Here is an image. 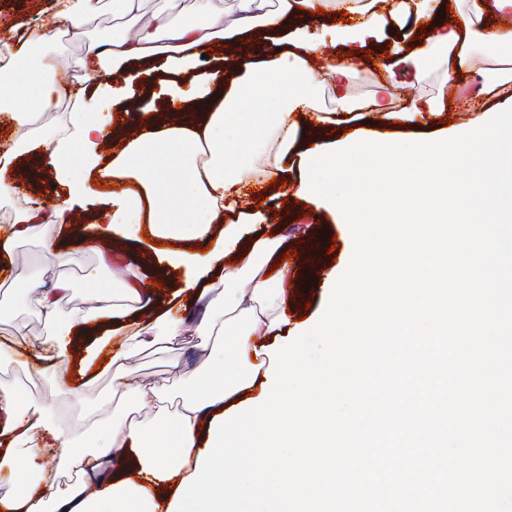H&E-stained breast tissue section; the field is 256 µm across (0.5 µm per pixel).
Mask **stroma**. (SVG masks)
Instances as JSON below:
<instances>
[{"instance_id":"1","label":"stroma","mask_w":512,"mask_h":512,"mask_svg":"<svg viewBox=\"0 0 512 512\" xmlns=\"http://www.w3.org/2000/svg\"><path fill=\"white\" fill-rule=\"evenodd\" d=\"M50 0H0V39H6L7 25H36L47 22L46 8ZM112 17L103 14L91 19L85 27L84 38H96L112 27ZM84 38L69 35L55 41L53 54L58 59V80H78L80 72L76 65L83 52ZM261 210L268 217L267 229L283 237L288 249L316 250L317 263L297 262L289 268L288 275L294 289L288 292L289 317L292 322L312 319L324 307L326 276L330 271H343L353 253V238L342 215L326 210L318 219H310L299 211L294 200H283L278 188H270L264 194ZM98 209L93 205L81 208V223L67 225L61 233L60 247L72 250L75 261L65 268L48 269L43 264L42 246L38 241L19 243L14 250V263L8 278L7 288L0 290V343L22 336L35 342L44 337L49 325L35 316L24 284L31 276L42 275L46 282L63 278L70 282L71 290L60 305V316H68L74 309L90 306L91 299L84 286L88 274L99 272L101 277L116 282L122 281L123 271L117 268L100 269L92 219ZM132 377L138 381H163L173 368L188 372L206 373L193 335H186L173 343L158 345L136 352L131 362ZM7 380L17 388L24 402H47L65 433L75 445H91L103 422L114 416L130 413L146 424L157 419L155 412L135 409L131 399L122 391L113 390L111 376L97 378L86 390L84 400L75 399L68 391L66 378L60 374L32 375L19 359L0 360V380Z\"/></svg>"}]
</instances>
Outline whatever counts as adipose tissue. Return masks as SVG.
Segmentation results:
<instances>
[{"instance_id": "1", "label": "adipose tissue", "mask_w": 512, "mask_h": 512, "mask_svg": "<svg viewBox=\"0 0 512 512\" xmlns=\"http://www.w3.org/2000/svg\"><path fill=\"white\" fill-rule=\"evenodd\" d=\"M217 2L191 0L186 16L159 11L146 18L141 0H55V19L77 36L91 17L124 19L86 41L78 61L81 79L67 91L55 79V59L42 52L53 41L45 27L0 41V112L11 120V145L0 152V203L13 205L0 221V267L10 264L14 245L23 240L39 241L52 265H68L73 254L56 244L55 233L70 223L77 198L97 174L113 184L106 194L111 209L98 213L94 225L105 243L100 267L115 261L112 241L145 234L169 243L170 267L190 270L181 289L182 316L167 313L159 323L138 317L152 298L135 273L118 290L87 276L94 305L67 318L56 307L70 290L68 282H27L33 311L52 330L36 345L0 343V356L23 354L37 373L47 366L83 378L94 370L111 373L116 387L137 408L155 410L158 421L149 427L119 415L98 431L91 447L75 448L51 406L22 402L14 386L1 381L0 434L8 443L0 448V474L19 488L0 496V512H169L176 488L206 449L214 418L260 396L269 366L264 346L289 323L280 277L269 266L281 255L282 241L267 234L262 215L253 210L254 190L277 181L295 195L301 184L289 179L284 162L299 138L320 145L322 131L354 114H365L381 135L395 125L438 120L448 94L458 92L460 76L478 71V47L512 50V28L495 26L512 16V0H235L229 13ZM317 8L325 11L328 32L345 55L325 60L321 42L296 28ZM445 8L453 15L442 22L437 14ZM343 13L344 24L338 21ZM403 18L423 26L422 39L403 60H382L370 102L357 104L349 79L361 58L359 46ZM273 34L280 35L293 68L277 58L255 60L243 50L226 55L219 66L201 61L212 46ZM402 62L418 73L441 68L438 94L398 96ZM154 63L174 76L161 90L163 112L139 114L137 137L113 138L110 129L123 124V103L140 77L137 65ZM317 75L335 92L339 111L316 106L311 83ZM64 96L72 100V112L62 125L48 124ZM242 103L252 104V111H239ZM104 145L110 154H101ZM23 152L52 171L67 188L66 199L47 204L30 196L28 185L15 178L14 162ZM188 240L210 248L176 249V242ZM189 326L211 343L204 382L179 370L166 386L131 382L135 348L161 335L180 336ZM222 334L228 343L214 344ZM173 387L191 394L170 414L164 402ZM66 466L79 472V482L59 483Z\"/></svg>"}]
</instances>
